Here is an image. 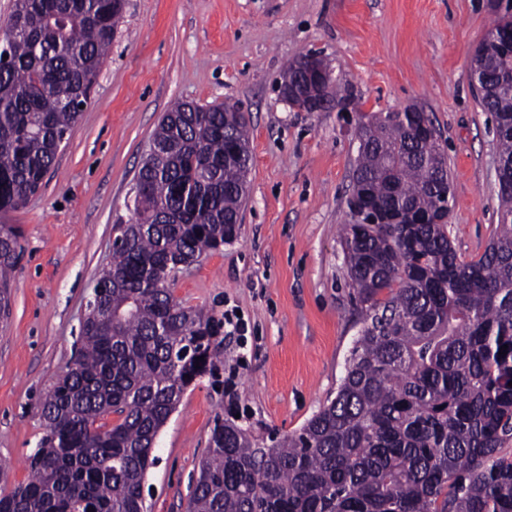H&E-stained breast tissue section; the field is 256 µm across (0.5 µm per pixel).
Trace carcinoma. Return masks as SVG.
Instances as JSON below:
<instances>
[{
	"instance_id": "carcinoma-1",
	"label": "carcinoma",
	"mask_w": 512,
	"mask_h": 512,
	"mask_svg": "<svg viewBox=\"0 0 512 512\" xmlns=\"http://www.w3.org/2000/svg\"><path fill=\"white\" fill-rule=\"evenodd\" d=\"M122 13L120 0H15L0 25L12 48L0 68V214L39 190ZM471 72L503 75L480 105L512 164V58L477 51ZM356 130L354 185L421 223L342 226L362 327L336 397L270 445L216 419L188 512H512V199L484 252L462 260L448 225L432 222L450 187L440 137L417 138L393 112ZM151 142L80 353L41 404L31 478L0 490V512H144L160 430L185 391L220 370L224 320L173 286L238 234L247 123L222 104L182 102ZM19 238L0 224V318Z\"/></svg>"
}]
</instances>
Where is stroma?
<instances>
[{
  "mask_svg": "<svg viewBox=\"0 0 512 512\" xmlns=\"http://www.w3.org/2000/svg\"><path fill=\"white\" fill-rule=\"evenodd\" d=\"M492 0H126L91 100L43 184L0 216L21 234L12 310L0 326V476L26 482L44 434L40 405L75 359L92 289L127 223L131 188L165 112L237 104L252 165L238 237L179 274L175 297L239 316L220 385L188 388L157 438L147 512H187L216 417L257 438L298 431L334 398L357 336L340 228L358 155L359 114L416 106L441 136L449 236L466 259L498 225L492 116L472 86L471 54ZM320 53L339 100L298 112L278 82Z\"/></svg>",
  "mask_w": 512,
  "mask_h": 512,
  "instance_id": "stroma-1",
  "label": "stroma"
}]
</instances>
